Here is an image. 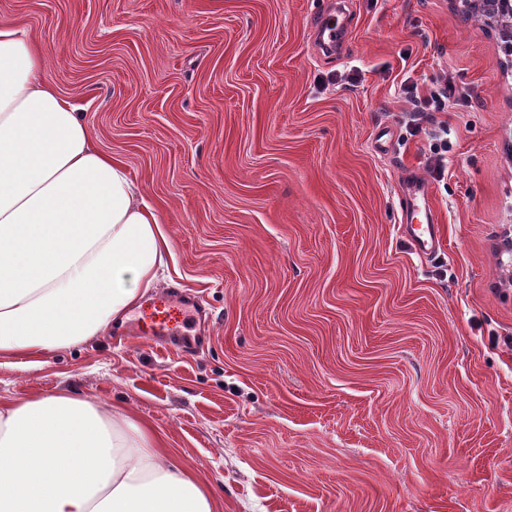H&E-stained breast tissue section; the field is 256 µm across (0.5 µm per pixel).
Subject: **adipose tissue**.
<instances>
[{
  "mask_svg": "<svg viewBox=\"0 0 512 512\" xmlns=\"http://www.w3.org/2000/svg\"><path fill=\"white\" fill-rule=\"evenodd\" d=\"M160 222L40 49L0 27V361L102 335L165 264ZM0 512H215L126 413L67 394L0 403Z\"/></svg>",
  "mask_w": 512,
  "mask_h": 512,
  "instance_id": "1",
  "label": "adipose tissue"
}]
</instances>
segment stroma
Here are the masks:
<instances>
[{
  "mask_svg": "<svg viewBox=\"0 0 512 512\" xmlns=\"http://www.w3.org/2000/svg\"><path fill=\"white\" fill-rule=\"evenodd\" d=\"M342 22L329 49L317 26ZM168 242L145 299L205 309L192 352L106 334L0 366V400L126 412L217 512H512V59L454 0H0ZM357 70L358 80L346 76ZM437 113L427 171L402 79ZM426 182L440 227L409 242ZM399 91L405 95L409 102L411 134L423 130V126H435L433 140L430 146L431 158L428 164L429 171L436 177H444L448 171V126L436 122L435 112H446L449 108L450 99L453 98V105L465 108L472 107V97L469 92L458 91L455 85L448 79L440 80L437 84L424 93H419L417 86L408 82L405 78L401 80ZM437 129V130H436ZM426 212V224H419V228L411 235V244L416 251L423 253L433 252L439 245V226L431 211Z\"/></svg>",
  "mask_w": 512,
  "mask_h": 512,
  "instance_id": "35a3bbf8",
  "label": "stroma"
}]
</instances>
